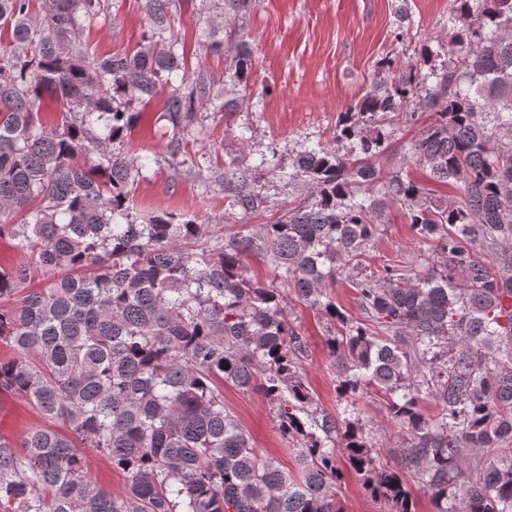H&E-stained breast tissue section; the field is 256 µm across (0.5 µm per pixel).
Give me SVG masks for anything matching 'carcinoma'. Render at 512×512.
<instances>
[{"label": "carcinoma", "mask_w": 512, "mask_h": 512, "mask_svg": "<svg viewBox=\"0 0 512 512\" xmlns=\"http://www.w3.org/2000/svg\"><path fill=\"white\" fill-rule=\"evenodd\" d=\"M0 0V236L26 262L0 269V391L48 422L22 450L0 437V512H343L334 490L350 470L383 512H512V0H456L448 63L384 59L375 87L343 113L333 143L302 151L285 174L308 196L252 234L214 243L216 228L163 212L130 219L142 166L119 148L133 105L166 83L177 126L210 100L215 79L173 85L184 53L174 0H143L151 30L133 52L92 58L82 30L101 0ZM252 0H224L242 17ZM224 51V29L206 32ZM246 40L234 71L248 88ZM60 105L42 120L40 100ZM416 104L436 116L410 160L461 196L431 199L415 180L380 176L393 117ZM431 244L421 268L365 263L391 201ZM262 204L232 192L230 206ZM488 250L479 260L476 248ZM261 255L274 279L329 321L339 404L315 402L307 342L280 290L246 276ZM42 288L29 284L36 274ZM355 288L360 318L331 288ZM276 407L297 474L253 447L224 408V384ZM407 435L400 468L384 465L357 414L371 389ZM437 411L426 415L422 404ZM94 452L126 479L112 494L88 473Z\"/></svg>", "instance_id": "obj_1"}]
</instances>
